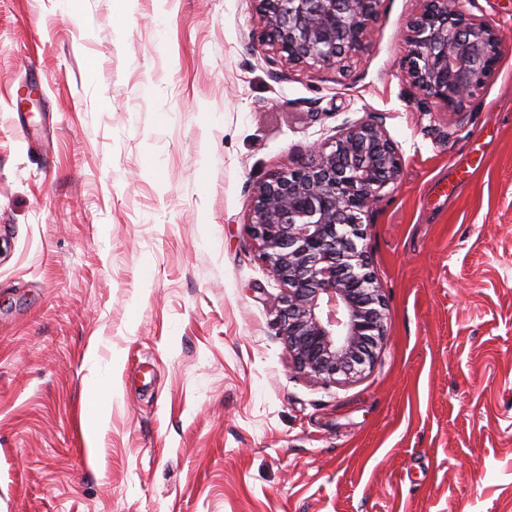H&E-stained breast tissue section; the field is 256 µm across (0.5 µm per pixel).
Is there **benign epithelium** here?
I'll return each mask as SVG.
<instances>
[{"instance_id": "benign-epithelium-1", "label": "benign epithelium", "mask_w": 512, "mask_h": 512, "mask_svg": "<svg viewBox=\"0 0 512 512\" xmlns=\"http://www.w3.org/2000/svg\"><path fill=\"white\" fill-rule=\"evenodd\" d=\"M256 40L282 67L330 68L366 45L380 0H252ZM406 22V80L445 112L494 77L503 38L460 0H423ZM402 156L383 122L368 118L315 144L296 167L254 187L252 232L271 277L278 334L313 381L361 374L386 336L385 301L369 271L362 216L395 182Z\"/></svg>"}]
</instances>
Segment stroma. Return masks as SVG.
<instances>
[{
    "label": "stroma",
    "instance_id": "stroma-1",
    "mask_svg": "<svg viewBox=\"0 0 512 512\" xmlns=\"http://www.w3.org/2000/svg\"><path fill=\"white\" fill-rule=\"evenodd\" d=\"M422 5L281 77L251 0H0V512H512V0H463L506 45L460 113L404 77ZM369 116L403 158L365 226L387 334L322 385L252 192Z\"/></svg>",
    "mask_w": 512,
    "mask_h": 512
}]
</instances>
